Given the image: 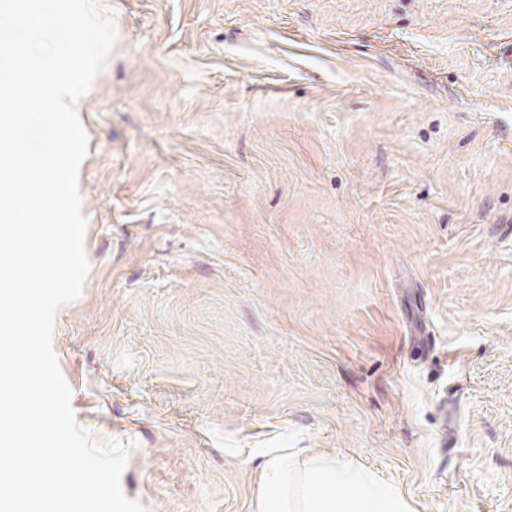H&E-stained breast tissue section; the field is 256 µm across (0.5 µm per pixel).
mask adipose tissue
Segmentation results:
<instances>
[{
    "mask_svg": "<svg viewBox=\"0 0 512 512\" xmlns=\"http://www.w3.org/2000/svg\"><path fill=\"white\" fill-rule=\"evenodd\" d=\"M262 492L255 512H413L403 493L373 472L322 453H259Z\"/></svg>",
    "mask_w": 512,
    "mask_h": 512,
    "instance_id": "adipose-tissue-1",
    "label": "adipose tissue"
}]
</instances>
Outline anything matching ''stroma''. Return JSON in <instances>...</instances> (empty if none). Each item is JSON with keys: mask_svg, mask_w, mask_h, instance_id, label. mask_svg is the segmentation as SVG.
I'll return each mask as SVG.
<instances>
[{"mask_svg": "<svg viewBox=\"0 0 512 512\" xmlns=\"http://www.w3.org/2000/svg\"><path fill=\"white\" fill-rule=\"evenodd\" d=\"M90 271L52 343L147 512L261 448L512 512V0H97Z\"/></svg>", "mask_w": 512, "mask_h": 512, "instance_id": "stroma-1", "label": "stroma"}]
</instances>
